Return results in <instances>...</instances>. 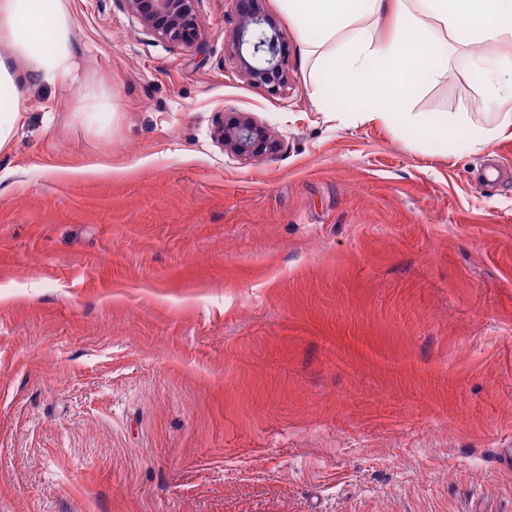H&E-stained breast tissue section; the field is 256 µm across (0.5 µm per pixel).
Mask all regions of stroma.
<instances>
[{"instance_id":"obj_1","label":"stroma","mask_w":512,"mask_h":512,"mask_svg":"<svg viewBox=\"0 0 512 512\" xmlns=\"http://www.w3.org/2000/svg\"><path fill=\"white\" fill-rule=\"evenodd\" d=\"M98 124L32 89L0 152V512H512V127L471 56L340 120L280 0L288 84L243 77L229 0L157 40L69 0ZM241 112L280 140L238 158ZM218 135L224 143V150L237 157H262L282 149V144L269 135L264 125L241 112H225Z\"/></svg>"}]
</instances>
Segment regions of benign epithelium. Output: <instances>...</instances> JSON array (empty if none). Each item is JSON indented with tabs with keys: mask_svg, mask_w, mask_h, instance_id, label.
I'll use <instances>...</instances> for the list:
<instances>
[{
	"mask_svg": "<svg viewBox=\"0 0 512 512\" xmlns=\"http://www.w3.org/2000/svg\"><path fill=\"white\" fill-rule=\"evenodd\" d=\"M143 29L157 38L193 45L201 37L198 0H124ZM236 18L230 45L242 75L271 94L288 84V43L264 8V0H229ZM224 151L237 157H262L281 151L282 144L267 128L241 112H226L218 127Z\"/></svg>",
	"mask_w": 512,
	"mask_h": 512,
	"instance_id": "benign-epithelium-1",
	"label": "benign epithelium"
}]
</instances>
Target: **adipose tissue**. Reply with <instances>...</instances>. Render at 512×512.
Listing matches in <instances>:
<instances>
[{
    "instance_id": "adipose-tissue-1",
    "label": "adipose tissue",
    "mask_w": 512,
    "mask_h": 512,
    "mask_svg": "<svg viewBox=\"0 0 512 512\" xmlns=\"http://www.w3.org/2000/svg\"><path fill=\"white\" fill-rule=\"evenodd\" d=\"M308 47L320 107L363 121L403 123L433 137L451 136L456 116H425L405 109L419 87L442 78L446 42L507 44L511 50L476 56L486 97L498 122L478 128L472 145H489L512 125V0H281ZM394 20L388 36L376 22ZM68 86L85 79L74 47L69 0H0V151L17 136L29 84ZM95 120L103 104L83 96L79 106Z\"/></svg>"
}]
</instances>
